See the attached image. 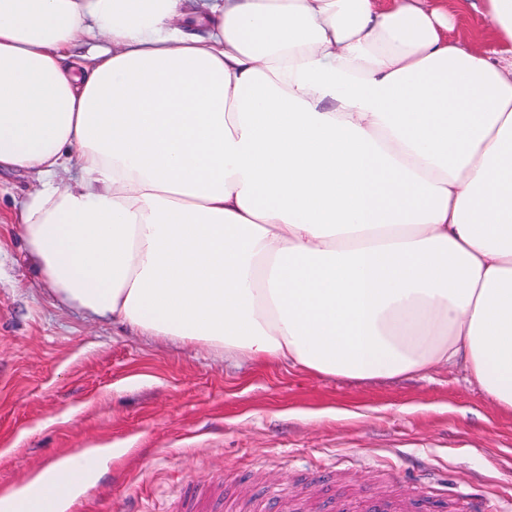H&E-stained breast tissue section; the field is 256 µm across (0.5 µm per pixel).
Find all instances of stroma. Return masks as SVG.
<instances>
[{"label":"stroma","instance_id":"stroma-1","mask_svg":"<svg viewBox=\"0 0 512 512\" xmlns=\"http://www.w3.org/2000/svg\"><path fill=\"white\" fill-rule=\"evenodd\" d=\"M35 187L0 173V489L109 445L119 457L68 512H184L197 490L232 512L375 493L512 512V415L465 372L317 377L90 321L55 305L26 256L19 204Z\"/></svg>","mask_w":512,"mask_h":512}]
</instances>
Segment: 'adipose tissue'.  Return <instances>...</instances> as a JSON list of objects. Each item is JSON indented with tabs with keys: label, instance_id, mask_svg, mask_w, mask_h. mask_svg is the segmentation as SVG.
Wrapping results in <instances>:
<instances>
[{
	"label": "adipose tissue",
	"instance_id": "adipose-tissue-1",
	"mask_svg": "<svg viewBox=\"0 0 512 512\" xmlns=\"http://www.w3.org/2000/svg\"><path fill=\"white\" fill-rule=\"evenodd\" d=\"M0 0V170L55 301L317 376L460 368L512 415V0ZM115 455L0 491L63 512ZM490 22L481 13L471 10L468 14L459 16L456 27L448 32L449 37L457 39L461 43H468L472 37L481 31H487Z\"/></svg>",
	"mask_w": 512,
	"mask_h": 512
}]
</instances>
